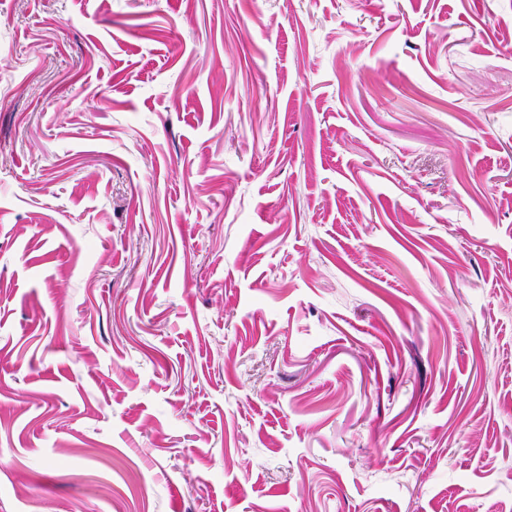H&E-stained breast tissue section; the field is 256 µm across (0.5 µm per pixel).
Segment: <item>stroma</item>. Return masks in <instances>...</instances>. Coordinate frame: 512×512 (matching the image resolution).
Segmentation results:
<instances>
[{
	"mask_svg": "<svg viewBox=\"0 0 512 512\" xmlns=\"http://www.w3.org/2000/svg\"><path fill=\"white\" fill-rule=\"evenodd\" d=\"M512 504V0H0V512Z\"/></svg>",
	"mask_w": 512,
	"mask_h": 512,
	"instance_id": "1",
	"label": "stroma"
}]
</instances>
